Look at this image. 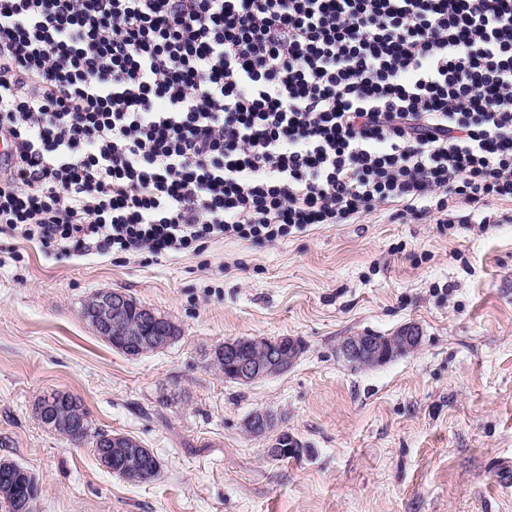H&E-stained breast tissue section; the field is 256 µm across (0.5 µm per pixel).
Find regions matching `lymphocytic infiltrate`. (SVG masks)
I'll use <instances>...</instances> for the list:
<instances>
[{
    "instance_id": "f902f5d3",
    "label": "lymphocytic infiltrate",
    "mask_w": 512,
    "mask_h": 512,
    "mask_svg": "<svg viewBox=\"0 0 512 512\" xmlns=\"http://www.w3.org/2000/svg\"><path fill=\"white\" fill-rule=\"evenodd\" d=\"M0 233L167 257L512 201V0H0Z\"/></svg>"
}]
</instances>
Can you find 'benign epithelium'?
<instances>
[{
	"mask_svg": "<svg viewBox=\"0 0 512 512\" xmlns=\"http://www.w3.org/2000/svg\"><path fill=\"white\" fill-rule=\"evenodd\" d=\"M87 318L102 333L131 320L127 333L136 337L137 342L127 350L129 356L162 350L176 334V326L169 319L147 306L130 308L127 295L119 291L95 294ZM421 339L419 327L405 325L382 340L363 334L349 336L339 346L338 353L352 366L375 367L416 349ZM217 351L224 355V364L232 370L238 382L251 384L287 372L297 361L302 343L288 336L273 340L241 338L225 341ZM76 405L74 397L50 392L38 400L37 415L45 426L69 425L71 411ZM246 423L259 435L275 427L273 417L267 412L250 415ZM122 440L119 434L105 437L99 447V461L107 471L119 472L126 480L138 483L140 478L131 463L153 458L152 451L142 445L124 448ZM300 452L301 449L293 446L292 438L286 432L279 433L266 449L273 458L296 456Z\"/></svg>",
	"mask_w": 512,
	"mask_h": 512,
	"instance_id": "1",
	"label": "benign epithelium"
}]
</instances>
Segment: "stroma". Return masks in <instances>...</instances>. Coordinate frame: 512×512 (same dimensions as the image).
<instances>
[{"label":"stroma","mask_w":512,"mask_h":512,"mask_svg":"<svg viewBox=\"0 0 512 512\" xmlns=\"http://www.w3.org/2000/svg\"><path fill=\"white\" fill-rule=\"evenodd\" d=\"M395 212L159 260L0 233V459L35 476V512H512V202L450 204V226ZM109 290L178 339L113 349L83 315ZM407 324L420 345L386 364L338 356ZM281 336L304 346L284 374L243 385L211 364L224 341ZM53 390L152 449L156 479L127 482L44 427L34 406ZM255 411L303 455L269 457L272 435L245 428Z\"/></svg>","instance_id":"obj_1"}]
</instances>
